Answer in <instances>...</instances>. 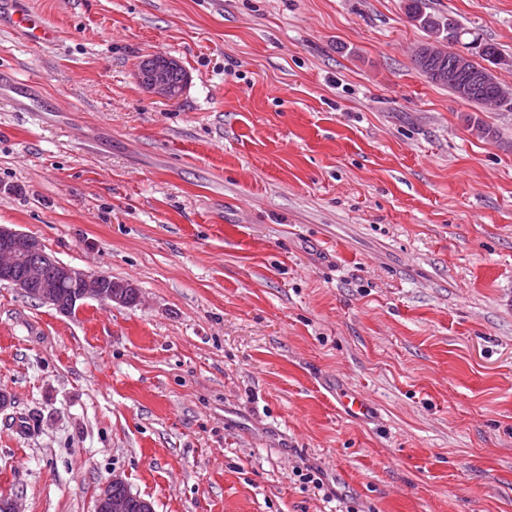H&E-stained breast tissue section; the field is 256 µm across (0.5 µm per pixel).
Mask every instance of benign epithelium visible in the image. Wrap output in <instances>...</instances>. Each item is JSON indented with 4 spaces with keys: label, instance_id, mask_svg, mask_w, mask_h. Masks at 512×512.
Wrapping results in <instances>:
<instances>
[{
    "label": "benign epithelium",
    "instance_id": "7a95c632",
    "mask_svg": "<svg viewBox=\"0 0 512 512\" xmlns=\"http://www.w3.org/2000/svg\"><path fill=\"white\" fill-rule=\"evenodd\" d=\"M454 53V62L448 67V83L456 87L457 94L467 96L479 84L488 83L490 70L486 69L478 76L471 74L469 65L474 57L470 51L457 48ZM176 65V60L168 58L160 64L149 66L138 74L139 82L157 97L175 101L181 95L179 87L170 80V72ZM0 277L32 299L62 314L73 313L87 299L106 306L125 304L124 296L109 286L107 276L92 277L64 264L47 253L37 237L4 225L0 226ZM63 283L74 286L66 311L61 308L57 294V288ZM137 498L138 495L130 491L123 496H114L106 487L97 498L95 512H129L132 501Z\"/></svg>",
    "mask_w": 512,
    "mask_h": 512
}]
</instances>
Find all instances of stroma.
I'll use <instances>...</instances> for the list:
<instances>
[{
  "mask_svg": "<svg viewBox=\"0 0 512 512\" xmlns=\"http://www.w3.org/2000/svg\"><path fill=\"white\" fill-rule=\"evenodd\" d=\"M425 2L512 87V0ZM26 5L58 37L0 27V225L140 299L0 283V496L512 512V112L428 81L405 0ZM157 56L177 101L137 79ZM165 59V62L151 67H146L151 64L152 61L150 60L142 63L139 69L143 67H145V69L142 73H138V79L143 87H145L149 92L155 94L157 97L168 101H175L181 95L186 73L182 67L172 71V69H174L179 63L168 57H165ZM171 71L170 80L169 75ZM336 402L343 414L356 420H368L375 410L369 398L343 389L336 391ZM113 483L125 484V481L118 476L112 478V480L103 489L102 493L97 498L95 507L96 512H128L130 510V507V512H143L142 507L139 505V503L134 502L132 504L133 500L138 499L137 494L132 493L130 490H128L126 493L127 487L121 484L112 485V491H110L109 485Z\"/></svg>",
  "mask_w": 512,
  "mask_h": 512,
  "instance_id": "1",
  "label": "stroma"
}]
</instances>
